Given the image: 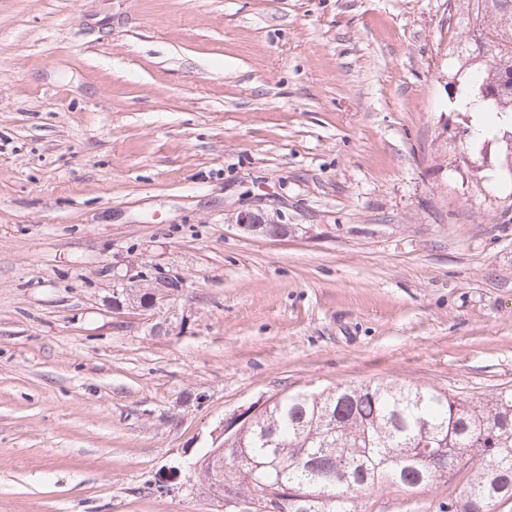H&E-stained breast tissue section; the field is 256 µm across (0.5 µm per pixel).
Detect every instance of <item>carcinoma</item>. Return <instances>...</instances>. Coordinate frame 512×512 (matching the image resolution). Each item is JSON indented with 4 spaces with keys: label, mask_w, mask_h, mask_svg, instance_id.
<instances>
[{
    "label": "carcinoma",
    "mask_w": 512,
    "mask_h": 512,
    "mask_svg": "<svg viewBox=\"0 0 512 512\" xmlns=\"http://www.w3.org/2000/svg\"><path fill=\"white\" fill-rule=\"evenodd\" d=\"M470 37L457 51L461 67L483 60L456 96V111L478 103L485 112H512V0H473ZM496 90L483 100L481 87ZM224 465H202L198 478L224 492L258 500L288 493L282 512H357L356 494L387 485L427 487L443 477L423 452L443 448L447 474L465 472L464 500L492 512L512 499V388L465 397L406 381L365 383L315 396L286 394L240 422Z\"/></svg>",
    "instance_id": "carcinoma-1"
}]
</instances>
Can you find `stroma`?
Masks as SVG:
<instances>
[{
	"instance_id": "stroma-1",
	"label": "stroma",
	"mask_w": 512,
	"mask_h": 512,
	"mask_svg": "<svg viewBox=\"0 0 512 512\" xmlns=\"http://www.w3.org/2000/svg\"><path fill=\"white\" fill-rule=\"evenodd\" d=\"M472 7L0 0V512H226L195 464L240 409L512 388V140L453 100ZM239 228L246 232L274 236L270 231V223L266 222L264 217L253 212H240L236 219Z\"/></svg>"
}]
</instances>
